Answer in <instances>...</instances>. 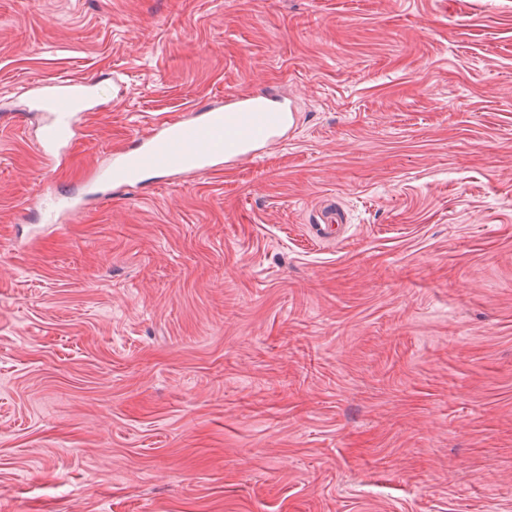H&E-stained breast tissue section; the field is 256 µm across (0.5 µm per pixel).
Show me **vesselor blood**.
<instances>
[{
    "label": "vessel or blood",
    "instance_id": "b4317fda",
    "mask_svg": "<svg viewBox=\"0 0 512 512\" xmlns=\"http://www.w3.org/2000/svg\"><path fill=\"white\" fill-rule=\"evenodd\" d=\"M86 80L63 81L47 101L52 121L42 133L40 151L51 156L80 133L77 100L88 97ZM289 105L262 94L235 95L187 119L166 122L136 135L122 147L109 175L113 194L143 183L146 175L188 176L219 167L223 160L256 157L260 148L280 138L289 124Z\"/></svg>",
    "mask_w": 512,
    "mask_h": 512
}]
</instances>
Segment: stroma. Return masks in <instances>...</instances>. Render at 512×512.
<instances>
[{"mask_svg":"<svg viewBox=\"0 0 512 512\" xmlns=\"http://www.w3.org/2000/svg\"><path fill=\"white\" fill-rule=\"evenodd\" d=\"M261 90L258 160L94 181ZM0 512H512V0H0ZM90 81H61L58 89L51 92L46 102L49 103L52 121L42 133L40 151L46 157L52 152L64 148L80 134L79 114L75 113V102L87 98Z\"/></svg>","mask_w":512,"mask_h":512,"instance_id":"35a3bbf8","label":"stroma"}]
</instances>
